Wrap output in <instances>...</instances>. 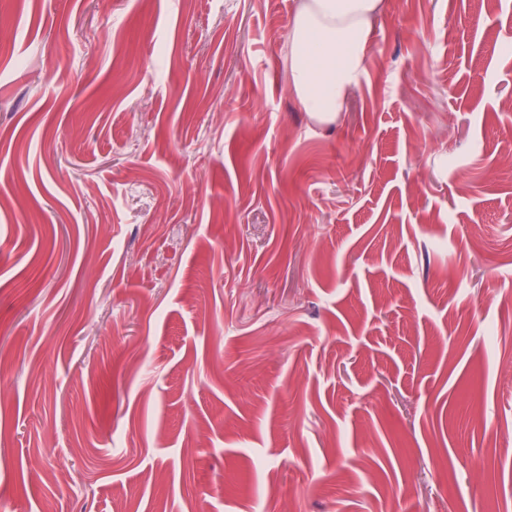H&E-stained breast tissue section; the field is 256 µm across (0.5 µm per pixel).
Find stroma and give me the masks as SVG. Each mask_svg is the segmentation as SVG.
Listing matches in <instances>:
<instances>
[{
  "label": "stroma",
  "instance_id": "1",
  "mask_svg": "<svg viewBox=\"0 0 512 512\" xmlns=\"http://www.w3.org/2000/svg\"><path fill=\"white\" fill-rule=\"evenodd\" d=\"M0 0V512L512 506V0ZM381 0H303L288 31L291 84L307 112L335 119L357 85Z\"/></svg>",
  "mask_w": 512,
  "mask_h": 512
}]
</instances>
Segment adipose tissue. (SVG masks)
<instances>
[{"instance_id": "adipose-tissue-1", "label": "adipose tissue", "mask_w": 512, "mask_h": 512, "mask_svg": "<svg viewBox=\"0 0 512 512\" xmlns=\"http://www.w3.org/2000/svg\"><path fill=\"white\" fill-rule=\"evenodd\" d=\"M381 0H302L288 31L291 84L306 111L335 118L357 85Z\"/></svg>"}]
</instances>
